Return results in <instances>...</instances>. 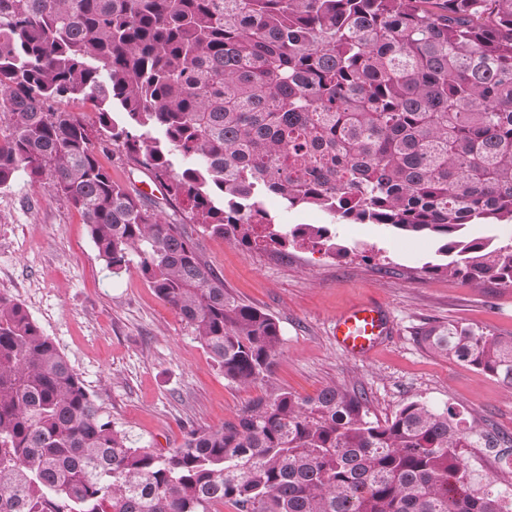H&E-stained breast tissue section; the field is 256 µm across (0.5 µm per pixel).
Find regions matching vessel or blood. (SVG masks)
Wrapping results in <instances>:
<instances>
[{"mask_svg": "<svg viewBox=\"0 0 512 512\" xmlns=\"http://www.w3.org/2000/svg\"><path fill=\"white\" fill-rule=\"evenodd\" d=\"M386 330V314L375 303L358 306L336 321V338L340 347L355 356L368 355Z\"/></svg>", "mask_w": 512, "mask_h": 512, "instance_id": "b4317fda", "label": "vessel or blood"}]
</instances>
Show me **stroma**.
<instances>
[{
  "instance_id": "obj_1",
  "label": "stroma",
  "mask_w": 512,
  "mask_h": 512,
  "mask_svg": "<svg viewBox=\"0 0 512 512\" xmlns=\"http://www.w3.org/2000/svg\"><path fill=\"white\" fill-rule=\"evenodd\" d=\"M264 206L276 228L327 223L352 249L342 258L318 247L245 249L188 225L225 288L278 321L275 387L306 397L338 385L361 394L381 421L415 400L450 406L481 429L512 434V390L420 341L425 329L448 324L512 336V288L426 274L438 243L425 235L332 224L319 210L273 197ZM0 293L24 305L135 445L178 447L189 429L219 427L264 392L226 380L137 269L110 274L80 214L48 181L22 175L0 188ZM367 302L385 309L390 328L359 359L334 333L340 315Z\"/></svg>"
}]
</instances>
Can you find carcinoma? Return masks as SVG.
Listing matches in <instances>:
<instances>
[{"label": "carcinoma", "instance_id": "obj_1", "mask_svg": "<svg viewBox=\"0 0 512 512\" xmlns=\"http://www.w3.org/2000/svg\"><path fill=\"white\" fill-rule=\"evenodd\" d=\"M108 146L238 246L350 252L326 224L268 230L275 195L431 236L446 262L425 271L511 287L512 239L466 230L512 224V0H0V187L51 180L113 275L136 256L225 379L267 386L165 454L134 446L0 294V512H512V485L460 453L512 436L450 406L411 401L381 422L339 387L270 385L277 320L224 289L185 224L112 180ZM177 155L193 165L174 171ZM421 341L512 387V336L450 324Z\"/></svg>", "mask_w": 512, "mask_h": 512}]
</instances>
